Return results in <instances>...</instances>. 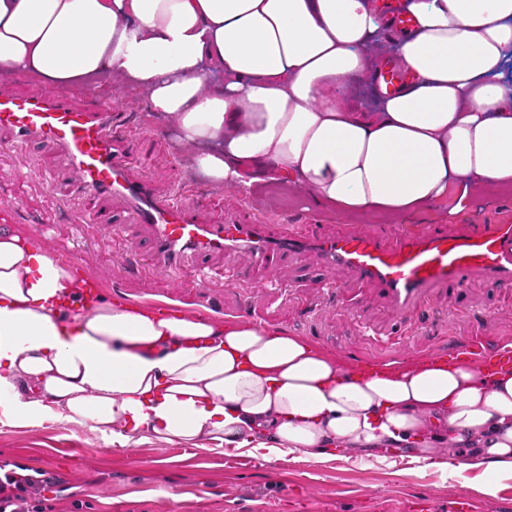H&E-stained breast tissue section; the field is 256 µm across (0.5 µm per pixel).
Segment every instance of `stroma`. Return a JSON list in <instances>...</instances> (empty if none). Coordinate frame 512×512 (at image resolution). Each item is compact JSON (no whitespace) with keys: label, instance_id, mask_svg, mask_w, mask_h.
I'll return each instance as SVG.
<instances>
[{"label":"stroma","instance_id":"35a3bbf8","mask_svg":"<svg viewBox=\"0 0 512 512\" xmlns=\"http://www.w3.org/2000/svg\"><path fill=\"white\" fill-rule=\"evenodd\" d=\"M104 102L126 117L127 127L140 136L130 153L133 173L150 178L160 195L204 193L207 217L213 222L253 208L278 224L306 232L311 217H319L330 234L366 233L373 219L343 220L330 209L315 207L304 195L275 185H256L230 191L196 179L187 180L183 158L188 148L178 146L167 126L156 119L146 95L134 88L113 85ZM74 172L63 158L44 145L13 144L0 135V226L14 234H31L44 226L40 240L47 250L76 253L81 275L99 278L107 294L125 300L182 297L196 305L212 303L215 314L236 317L243 302L249 316L269 327L301 336L322 349L352 362L386 361L402 357H445L471 337L486 342H512V288H502L481 277L460 288H436L429 306L398 325L392 311L370 286L351 274L327 285L325 273L314 261L292 256L258 265L239 284L208 290L194 282L193 271H170L141 264L130 272V250L147 254L151 230L128 224L123 214L114 223L73 224L72 215L87 202L74 194ZM449 203L411 216L414 224H482L512 216V193L472 197L459 214ZM35 462L70 479L60 507L80 502L79 512H184V501H172L169 491L207 480L211 491L194 500L199 512H256L259 500L276 495L279 512H405V504L422 492L440 503L468 495L475 512H512V476L503 477L496 495L476 489L481 472L468 468V454H460L461 474L403 461L379 462L365 456L356 460L324 462L277 461L263 467L235 464L224 451H207L178 444H147L129 450L113 448L101 433L62 418L20 428L0 416V465Z\"/></svg>","mask_w":512,"mask_h":512}]
</instances>
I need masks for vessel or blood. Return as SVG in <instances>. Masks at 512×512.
Here are the masks:
<instances>
[{"mask_svg": "<svg viewBox=\"0 0 512 512\" xmlns=\"http://www.w3.org/2000/svg\"><path fill=\"white\" fill-rule=\"evenodd\" d=\"M383 20L396 35L412 30L413 20L403 0H389ZM397 65L385 64L374 77L381 96L387 97L408 82ZM123 117L88 96L76 104L66 92L19 95L0 88V132L15 143H47L61 151L78 175L77 193L90 201L102 198L121 205L137 222L151 225L154 234L149 260L180 273L191 255L237 252L254 262L278 255L314 256L328 275L350 273L369 284L399 320L422 309L432 288L461 286L481 275L512 286V224L411 226L397 237L377 229L341 237L311 232L297 237L278 233L270 220L252 210L221 224L210 223L203 203L188 206L174 198L159 197L152 181L131 176L127 159L138 143L123 134ZM489 368L512 367V344L487 347L471 338L461 348ZM412 512H472V503L460 495L444 507L431 498L415 499Z\"/></svg>", "mask_w": 512, "mask_h": 512, "instance_id": "vessel-or-blood-1", "label": "vessel or blood"}]
</instances>
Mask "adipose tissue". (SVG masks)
<instances>
[{"mask_svg":"<svg viewBox=\"0 0 512 512\" xmlns=\"http://www.w3.org/2000/svg\"><path fill=\"white\" fill-rule=\"evenodd\" d=\"M413 79L364 111L375 0H0V78L146 94L211 182L268 181L342 216L406 218L512 187V0H407ZM78 284L35 235L0 234V412L61 417L114 446L234 448L265 461L471 451L484 490L512 475V368L466 357L364 371L262 322L167 317Z\"/></svg>","mask_w":512,"mask_h":512,"instance_id":"adipose-tissue-1","label":"adipose tissue"}]
</instances>
